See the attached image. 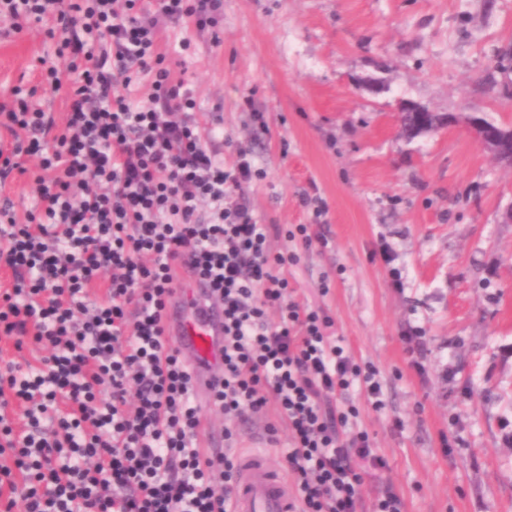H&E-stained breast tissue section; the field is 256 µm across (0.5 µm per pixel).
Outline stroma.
I'll return each instance as SVG.
<instances>
[{
  "label": "stroma",
  "instance_id": "obj_1",
  "mask_svg": "<svg viewBox=\"0 0 512 512\" xmlns=\"http://www.w3.org/2000/svg\"><path fill=\"white\" fill-rule=\"evenodd\" d=\"M157 42L203 125L230 139L224 154L252 147L258 223L327 232L287 276L379 373L382 409L342 397L387 460L365 503L390 487L405 512H512V167L463 121L412 139L398 122L408 101L512 123V98L483 86L512 48V0H223L215 26L162 23ZM54 51L42 24L0 17V98L19 86L62 117L64 92L39 81ZM410 326L427 340L419 370Z\"/></svg>",
  "mask_w": 512,
  "mask_h": 512
}]
</instances>
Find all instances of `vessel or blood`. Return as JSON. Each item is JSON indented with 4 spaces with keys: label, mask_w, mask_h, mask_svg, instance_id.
Wrapping results in <instances>:
<instances>
[{
    "label": "vessel or blood",
    "mask_w": 512,
    "mask_h": 512,
    "mask_svg": "<svg viewBox=\"0 0 512 512\" xmlns=\"http://www.w3.org/2000/svg\"><path fill=\"white\" fill-rule=\"evenodd\" d=\"M204 286L175 289L166 310L168 336L191 366L198 388L207 389L224 369V310L209 300ZM239 485L234 512H293L287 482L265 452L256 450L239 460Z\"/></svg>",
    "instance_id": "obj_1"
}]
</instances>
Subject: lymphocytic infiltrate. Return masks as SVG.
<instances>
[{
  "label": "lymphocytic infiltrate",
  "instance_id": "f902f5d3",
  "mask_svg": "<svg viewBox=\"0 0 512 512\" xmlns=\"http://www.w3.org/2000/svg\"><path fill=\"white\" fill-rule=\"evenodd\" d=\"M220 0H159L172 26L215 23ZM137 0H67L57 62L43 78L67 87L56 122L22 97L0 100V184L36 159L37 204L17 222L0 210V337L29 359L0 361V512H233L234 425L275 406L288 424L287 469L298 512H363L362 487L387 462L337 393L380 399L323 312L288 296L286 236L319 243L307 225L260 224L243 193L261 171L250 149L225 162L191 95L170 81L153 20ZM151 75L136 104L131 68ZM224 308V373L210 400L225 450L199 445L195 377L168 339L176 266ZM100 291L87 305L89 289ZM278 322H270V312ZM23 413L14 426L10 416Z\"/></svg>",
  "mask_w": 512,
  "mask_h": 512
}]
</instances>
